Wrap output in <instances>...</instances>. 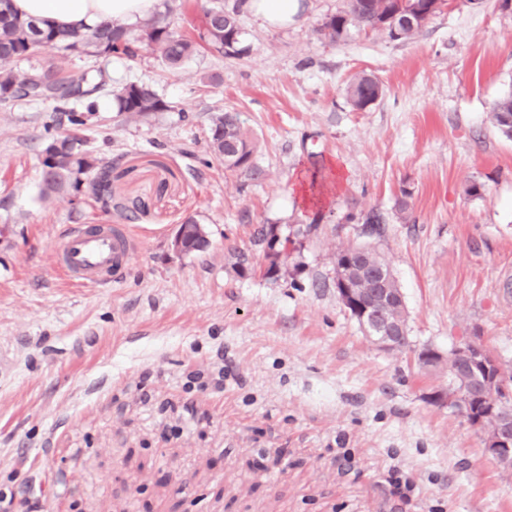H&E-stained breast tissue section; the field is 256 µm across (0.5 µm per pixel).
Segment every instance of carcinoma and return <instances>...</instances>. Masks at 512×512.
Here are the masks:
<instances>
[{
  "label": "carcinoma",
  "mask_w": 512,
  "mask_h": 512,
  "mask_svg": "<svg viewBox=\"0 0 512 512\" xmlns=\"http://www.w3.org/2000/svg\"><path fill=\"white\" fill-rule=\"evenodd\" d=\"M424 16L415 24H401L397 33H391L388 19L394 15L398 0H346V8L329 18L319 29L320 35L336 42L352 27L386 30L395 40L413 39L436 14L435 0H418ZM203 40L227 57L241 55L243 30L239 20V6L209 8L204 12ZM141 47L151 49L172 68L180 67L198 50V43L185 35H176L159 14L133 29L119 20H108L90 32L75 29L41 27L34 21L19 16L12 0H0V101L33 100L51 102L53 111L63 113L69 127L80 130L85 125V114L96 110V94L101 82L87 73H62L53 68H24L19 62L40 50H62L96 57L122 54L137 55ZM385 93L383 84L368 74L356 75L346 87V96L352 107L363 111L377 102ZM117 111L132 117H143L167 110L166 102L148 84L131 82L113 92ZM491 120L506 137L512 139V94L499 98L493 105ZM255 143L245 131L236 113L223 111L211 117L210 153L224 164V168L251 178L260 171L253 164ZM99 169L93 184L96 196L109 193L112 170L98 168V159L85 149L82 137L74 135L60 139L48 138L41 150V198L46 201L57 195L78 196L83 191L84 177ZM351 247L336 253V279H345L358 298H363L371 287L370 274L374 268L390 269L389 264L372 248H367L363 264H351Z\"/></svg>",
  "instance_id": "obj_1"
}]
</instances>
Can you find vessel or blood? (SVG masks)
Here are the masks:
<instances>
[{"instance_id":"vessel-or-blood-1","label":"vessel or blood","mask_w":512,"mask_h":512,"mask_svg":"<svg viewBox=\"0 0 512 512\" xmlns=\"http://www.w3.org/2000/svg\"><path fill=\"white\" fill-rule=\"evenodd\" d=\"M133 253V245L116 226L79 224L70 230L58 261L73 281L99 285L115 280Z\"/></svg>"}]
</instances>
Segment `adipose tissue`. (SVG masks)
<instances>
[{
    "mask_svg": "<svg viewBox=\"0 0 512 512\" xmlns=\"http://www.w3.org/2000/svg\"><path fill=\"white\" fill-rule=\"evenodd\" d=\"M158 0H13L19 15L41 24L81 29L120 19L134 24L150 18Z\"/></svg>",
    "mask_w": 512,
    "mask_h": 512,
    "instance_id": "adipose-tissue-1",
    "label": "adipose tissue"
}]
</instances>
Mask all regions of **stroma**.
I'll use <instances>...</instances> for the list:
<instances>
[{"label": "stroma", "instance_id": "1", "mask_svg": "<svg viewBox=\"0 0 512 512\" xmlns=\"http://www.w3.org/2000/svg\"><path fill=\"white\" fill-rule=\"evenodd\" d=\"M219 2L234 0H159L191 37ZM298 4L279 29L242 12L237 57L29 58L103 70L80 134L119 173L115 202H145L133 221L84 194L42 200L40 151L64 120L0 102V512H512V469L448 404L447 367L417 361L472 341L512 373V139L489 117L512 92V0H447L414 39L335 43L319 29L345 0ZM362 72L385 93L357 111L345 89ZM132 81L167 110L117 112ZM224 110L259 179L211 159ZM190 217L210 244L180 256ZM76 224L124 225L136 249L115 282L57 265ZM267 224L295 272L239 275L238 254L263 263ZM364 243L403 292L405 347H377L336 295L337 249Z\"/></svg>", "mask_w": 512, "mask_h": 512}]
</instances>
